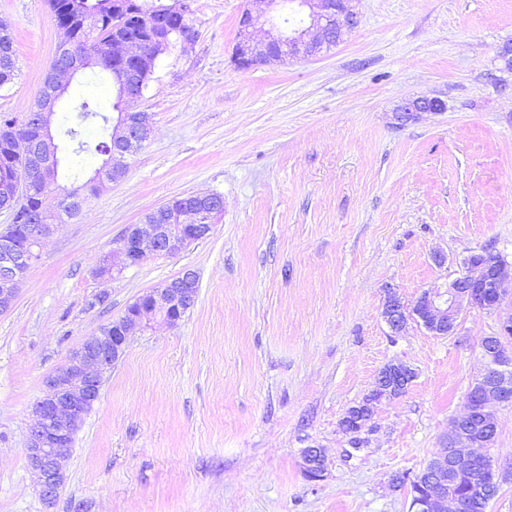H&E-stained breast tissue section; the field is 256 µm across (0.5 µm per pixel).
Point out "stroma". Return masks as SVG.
I'll return each instance as SVG.
<instances>
[{"label": "stroma", "instance_id": "1", "mask_svg": "<svg viewBox=\"0 0 512 512\" xmlns=\"http://www.w3.org/2000/svg\"><path fill=\"white\" fill-rule=\"evenodd\" d=\"M352 5L358 26L320 56L240 70L239 17L264 13L263 0H193L197 41L159 58L140 103L150 138L121 182L57 225L0 314V512H408L410 488L393 475L415 478L440 450L483 370L481 339L512 305L465 310L447 337L413 322L394 336L384 288L413 304L482 247L512 264V70L499 57L512 0ZM0 24L16 51L0 113L19 117L60 33L45 0H0ZM417 97L446 109L396 124L394 109ZM86 98L109 109L108 72L72 79L54 127ZM73 147L61 139L69 189L100 163ZM191 192L224 199L209 238L96 277L128 225ZM187 270L194 306L131 337L46 506L24 452L46 378ZM395 362L416 372L407 391L344 432L346 411ZM308 448L324 454L317 481Z\"/></svg>", "mask_w": 512, "mask_h": 512}]
</instances>
